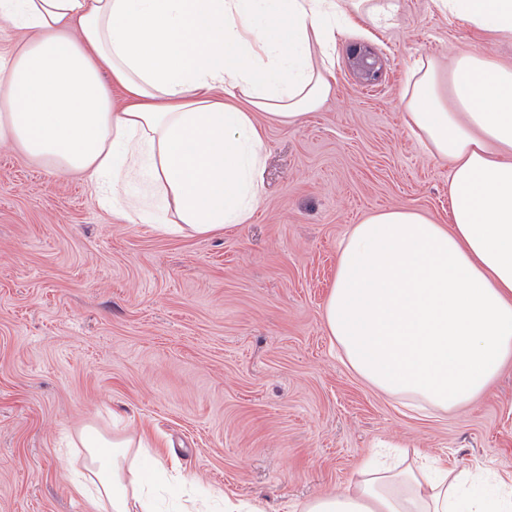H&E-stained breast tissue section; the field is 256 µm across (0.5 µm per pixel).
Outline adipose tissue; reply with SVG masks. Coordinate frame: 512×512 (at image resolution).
I'll list each match as a JSON object with an SVG mask.
<instances>
[{"instance_id": "ef3b65f1", "label": "adipose tissue", "mask_w": 512, "mask_h": 512, "mask_svg": "<svg viewBox=\"0 0 512 512\" xmlns=\"http://www.w3.org/2000/svg\"><path fill=\"white\" fill-rule=\"evenodd\" d=\"M0 0L18 38L0 49V140L58 173L112 179V213L149 195L174 234L246 223L265 165L258 116L293 125L331 93L352 18L391 27L399 0ZM512 40V0H434ZM124 91L114 101L113 86ZM421 150L448 160V221L390 208L352 225L324 310L341 362L415 408L459 410L512 361V61L478 52L416 62L403 95ZM77 475L97 512H157L159 463L141 438L88 424ZM303 512H512L495 488L440 464L358 467Z\"/></svg>"}]
</instances>
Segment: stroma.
Here are the masks:
<instances>
[{
  "label": "stroma",
  "mask_w": 512,
  "mask_h": 512,
  "mask_svg": "<svg viewBox=\"0 0 512 512\" xmlns=\"http://www.w3.org/2000/svg\"><path fill=\"white\" fill-rule=\"evenodd\" d=\"M396 26L337 36L332 92L269 125L260 202L213 236L164 232L162 210L117 221L95 186L0 142V512H95L65 435L144 432L191 496L301 512L398 446L512 478V366L465 409L419 413L337 358L322 309L350 225L391 207L448 221V161L424 154L401 103L417 59L449 50L512 60L433 0H400ZM370 49L379 75L353 66Z\"/></svg>",
  "instance_id": "obj_1"
}]
</instances>
